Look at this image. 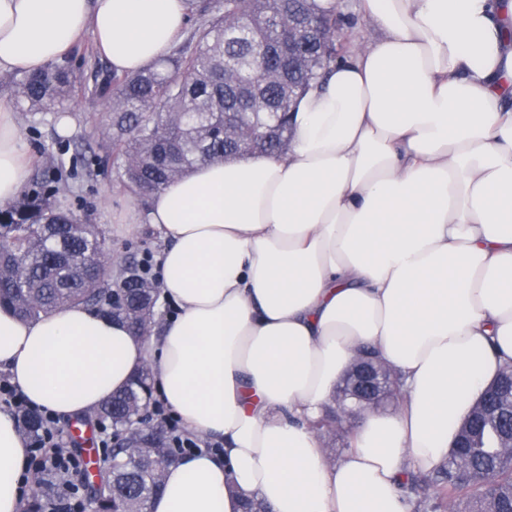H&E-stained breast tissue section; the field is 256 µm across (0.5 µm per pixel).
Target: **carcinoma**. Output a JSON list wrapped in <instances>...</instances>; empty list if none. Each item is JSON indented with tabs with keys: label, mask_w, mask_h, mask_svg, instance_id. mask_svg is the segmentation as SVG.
<instances>
[{
	"label": "carcinoma",
	"mask_w": 512,
	"mask_h": 512,
	"mask_svg": "<svg viewBox=\"0 0 512 512\" xmlns=\"http://www.w3.org/2000/svg\"><path fill=\"white\" fill-rule=\"evenodd\" d=\"M217 13L196 28L189 41L160 64L136 74L112 73L91 96L105 99L112 133L99 144L121 170L124 186L146 199L196 164L223 162L288 147V112L298 97L344 51L345 34L316 20L333 19L317 0H222ZM28 114L50 112L76 101V84L63 64L14 82ZM239 114L233 134L224 136V113ZM75 178L61 160L37 169L31 184L48 182L49 192L29 189L0 205V306L34 320L67 305H84L127 323L139 336L155 322L156 283L143 266L125 261L112 275V252L103 230L88 224L60 199V185ZM151 370L82 422L111 423L117 441L98 466L90 486L94 512H148L164 488L165 469L175 461L171 433L161 423L140 425L150 413ZM497 411L485 413V397L472 405L457 437L469 438L466 455L450 451L430 472L402 483L413 512H512V441L500 431L497 413L512 414V364L491 382ZM404 398L399 375L373 407ZM349 393L336 389L315 432L342 425L340 406ZM21 431L31 438L43 429L40 416L26 413ZM37 488L25 512H54L67 484L48 469L38 470Z\"/></svg>",
	"instance_id": "1"
}]
</instances>
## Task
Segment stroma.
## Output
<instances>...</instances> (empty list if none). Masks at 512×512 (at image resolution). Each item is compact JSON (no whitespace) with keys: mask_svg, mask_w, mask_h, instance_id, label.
Wrapping results in <instances>:
<instances>
[{"mask_svg":"<svg viewBox=\"0 0 512 512\" xmlns=\"http://www.w3.org/2000/svg\"><path fill=\"white\" fill-rule=\"evenodd\" d=\"M73 71L77 85L91 88L112 71L94 46L91 33H84L63 58ZM20 133L34 164L46 160L47 152L63 155L68 167L77 171L71 191L64 193L65 204L90 223L101 225L112 249L113 263L129 257L158 254L161 243L149 226L127 231L120 215L139 207L137 197L118 185L111 159L95 153L94 147L111 124L108 107L85 102L64 107L62 112L47 113L44 119L18 118Z\"/></svg>","mask_w":512,"mask_h":512,"instance_id":"stroma-1","label":"stroma"}]
</instances>
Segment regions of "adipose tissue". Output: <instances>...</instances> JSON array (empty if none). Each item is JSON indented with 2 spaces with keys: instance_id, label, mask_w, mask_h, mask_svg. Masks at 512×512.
Returning a JSON list of instances; mask_svg holds the SVG:
<instances>
[{
  "instance_id": "ef3b65f1",
  "label": "adipose tissue",
  "mask_w": 512,
  "mask_h": 512,
  "mask_svg": "<svg viewBox=\"0 0 512 512\" xmlns=\"http://www.w3.org/2000/svg\"><path fill=\"white\" fill-rule=\"evenodd\" d=\"M192 0H0V72L39 73L83 31L118 73L171 51ZM378 36L291 113L285 153L201 163L127 210L164 242L146 335L81 305L0 308V370L65 419L150 367L184 430L148 512H410L406 473L440 465L512 358V0H359ZM30 176L0 101V204ZM405 398L367 412L341 459L309 423L361 347ZM28 442L0 410V512H22Z\"/></svg>"
}]
</instances>
